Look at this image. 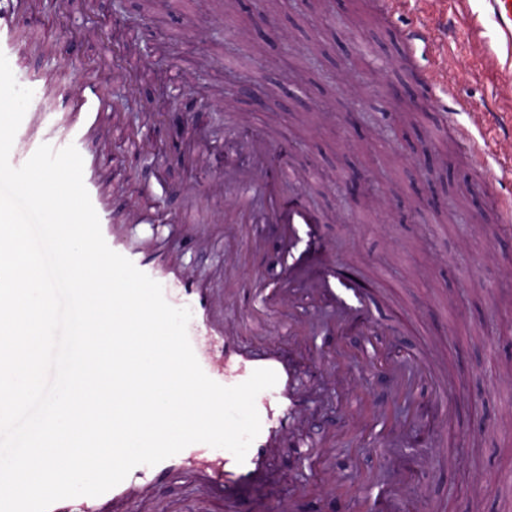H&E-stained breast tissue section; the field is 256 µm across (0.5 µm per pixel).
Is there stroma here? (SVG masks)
I'll use <instances>...</instances> for the list:
<instances>
[{
	"label": "stroma",
	"mask_w": 512,
	"mask_h": 512,
	"mask_svg": "<svg viewBox=\"0 0 512 512\" xmlns=\"http://www.w3.org/2000/svg\"><path fill=\"white\" fill-rule=\"evenodd\" d=\"M142 26L106 39L108 0H30L18 19L23 50L15 78L42 75L67 94L95 71L102 44L103 125L112 129V209L130 239L164 242L183 268L224 304V320L248 346L292 345L308 362L300 387L315 393L306 457L284 448L267 479L245 488L239 512H279L303 497L326 503L389 490L394 474L375 451L393 448L407 468L395 512H512V233L492 232L478 171L454 132H434L438 102L402 73L396 42L407 25L430 20L448 38L457 94L476 111L506 109L505 57L483 0H417L399 26L384 22L374 0H125ZM262 12L270 29L249 22ZM263 87L262 109L234 93L230 75ZM193 87L192 112L156 113ZM274 131L303 178L302 190L324 216L320 232L337 261L355 271L374 316L396 321L401 335L367 336L362 326L335 336L326 306L309 289L291 307H265L264 285L283 277L279 228L244 224L239 207L218 193L224 170L246 164L241 137ZM361 172L358 191L345 178ZM155 214L131 218L136 199ZM434 351L448 375L455 417L437 424L433 390L397 392L386 361ZM338 353L362 379L344 397L324 385L320 356ZM374 419L368 433L353 416ZM417 419L423 427L388 435L383 421ZM331 470L335 488L322 479ZM152 512H226L186 474L162 489Z\"/></svg>",
	"instance_id": "obj_1"
}]
</instances>
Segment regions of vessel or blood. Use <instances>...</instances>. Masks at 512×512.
Instances as JSON below:
<instances>
[{"instance_id": "vessel-or-blood-1", "label": "vessel or blood", "mask_w": 512, "mask_h": 512, "mask_svg": "<svg viewBox=\"0 0 512 512\" xmlns=\"http://www.w3.org/2000/svg\"><path fill=\"white\" fill-rule=\"evenodd\" d=\"M485 4L500 39L511 45L512 0H485ZM19 6L20 0H0V52L8 57L18 54L16 17ZM402 38L410 52L421 49L433 51L434 63L422 69L420 80L430 90L437 92L443 103L448 104V111L442 115L443 121L456 126L461 143L480 168L491 189L499 223L511 225L512 193L503 192L492 170L512 163V157L498 153L486 139L477 137L476 132L481 125L470 120L469 102L456 93L455 82L448 71V55L433 28L422 22L403 29ZM75 94L79 99L78 117L64 122L57 115V91L54 85H43L37 106L25 114L16 133L9 157L12 166H22L44 143L57 149L72 144L78 151L86 150L90 139L86 124L96 118L99 111V96L94 80H86ZM239 148L242 153L252 157L253 163L242 170L225 172L224 192L241 202L244 223L278 224L282 227V263L288 285L282 288L278 296L279 305L290 304V283L295 282L302 271L317 265L324 269L325 274L313 282L312 288L315 295L327 301L334 314L335 326H342L351 317L359 316L369 330L382 336L391 335V326L376 320L362 305L360 289L339 277L336 257L320 235L319 216L304 193L299 191L286 195L277 192L278 183L297 177L298 172L288 163H273L276 141L269 137H246L240 142ZM83 180L108 246L158 281L169 304L193 307L196 324L189 328L188 338L206 375L229 387L247 380L255 369L268 368L276 372L278 381L275 387L262 391L256 398L261 430L249 448L244 463H237L232 453L218 455L210 452L208 445L194 443L157 465L135 467L125 480L108 491L106 497L63 499L53 503L49 512H100L107 498L120 501L137 495L149 499L154 488L167 479L176 467L201 455L205 456L206 461L198 468V475L214 490L222 493L224 499H233L240 489L264 477L279 446L295 440L297 428L307 420L310 401L296 388L303 364L290 348L244 349L231 328L218 317L221 304L210 295L208 289L201 287L185 269L163 256L131 248L114 224L92 170L84 171Z\"/></svg>"}]
</instances>
